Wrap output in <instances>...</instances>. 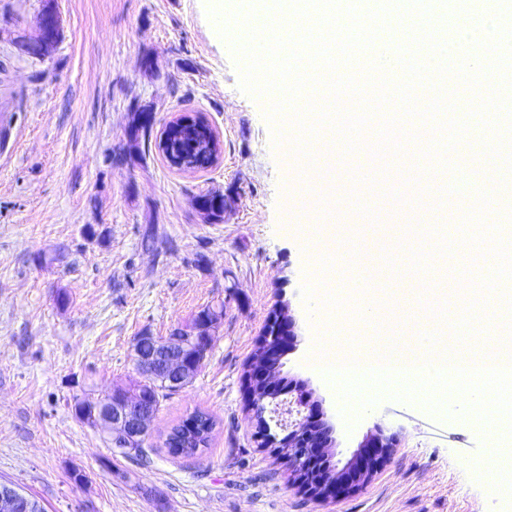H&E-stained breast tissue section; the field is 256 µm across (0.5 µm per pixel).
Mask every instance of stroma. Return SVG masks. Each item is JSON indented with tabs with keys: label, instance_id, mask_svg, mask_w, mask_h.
I'll return each instance as SVG.
<instances>
[{
	"label": "stroma",
	"instance_id": "1",
	"mask_svg": "<svg viewBox=\"0 0 512 512\" xmlns=\"http://www.w3.org/2000/svg\"><path fill=\"white\" fill-rule=\"evenodd\" d=\"M43 0H0V482L46 512H512V495L480 478L488 438L452 411L381 398L354 425L335 388L312 371L317 270L304 238L302 197L323 198L320 223L369 224L386 244L392 279L458 282L464 256L429 266L406 252V227L438 245L444 204L471 187L431 194L410 178L423 157L338 154L322 187L301 183L272 139L266 97L240 88L239 64L207 0H53L62 33L44 59L20 52L37 34ZM154 68H147L146 58ZM151 106V137L130 150L134 106ZM201 114L216 163L170 168L155 147L166 125ZM483 185L512 223V173L485 156ZM377 184L366 195L367 184ZM223 192L224 220L206 223L195 198ZM152 232L144 244V232ZM295 337L279 376L302 414L331 427L327 463L345 470L377 431L397 446L348 496L321 501L293 486L276 449L260 447L246 411L247 364L278 305ZM223 306L193 382L163 399L140 463L72 411L140 382L131 348L143 331L167 337L204 307ZM202 410L216 420L208 448L172 454L165 433Z\"/></svg>",
	"mask_w": 512,
	"mask_h": 512
}]
</instances>
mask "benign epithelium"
Segmentation results:
<instances>
[{"mask_svg":"<svg viewBox=\"0 0 512 512\" xmlns=\"http://www.w3.org/2000/svg\"><path fill=\"white\" fill-rule=\"evenodd\" d=\"M38 36L22 43L23 51L42 59L53 47L61 32V21L57 12L49 5L39 14ZM219 322L210 316L187 328L160 338L149 332L135 338L132 346V361L143 377V384L156 381L167 387L180 390L196 377L212 344V332ZM294 335V320L283 309L276 310L270 317L260 344L264 347V360L247 368L248 390L258 387L270 393L274 400L292 392L277 378V363L287 344ZM82 406L91 414V421L101 431L121 440L125 451L133 452L143 447L151 435V422L156 411L142 389L112 391V402H84ZM265 406H259L252 413L256 422L257 435L263 445L288 449L286 463L291 469L294 481L300 488L316 499H334L342 493L369 480L381 458L395 447V437L379 432L370 449L361 453L359 459L349 468L333 477L317 458L323 456L329 447V428L308 415L294 428L280 437L272 432L271 425L264 417ZM30 497L0 484V512H30Z\"/></svg>","mask_w":512,"mask_h":512,"instance_id":"obj_1","label":"benign epithelium"}]
</instances>
